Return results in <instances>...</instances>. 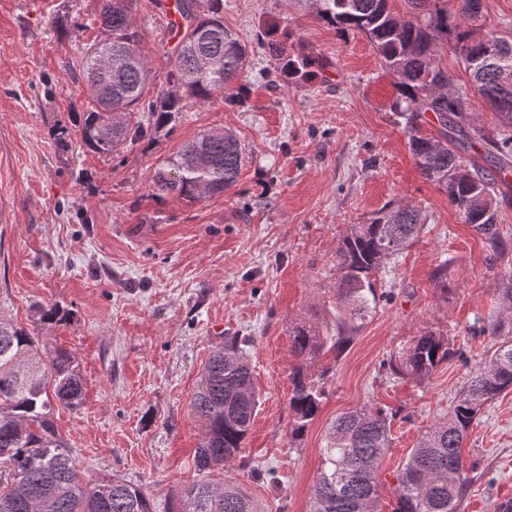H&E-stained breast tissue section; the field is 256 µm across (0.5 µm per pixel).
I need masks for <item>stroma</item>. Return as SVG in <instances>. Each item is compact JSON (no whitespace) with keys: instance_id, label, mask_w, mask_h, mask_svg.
I'll use <instances>...</instances> for the list:
<instances>
[{"instance_id":"1","label":"stroma","mask_w":512,"mask_h":512,"mask_svg":"<svg viewBox=\"0 0 512 512\" xmlns=\"http://www.w3.org/2000/svg\"><path fill=\"white\" fill-rule=\"evenodd\" d=\"M100 0H0V313L75 353L85 384L78 410L55 425L84 481L118 476L155 512H176L196 477L199 425L188 402L212 347L251 337L262 405L227 475L268 512H308L325 431L365 405L392 411L379 508L396 505V474L423 433L487 362L486 328L512 291V247L494 252L425 180L409 134L391 112L393 79L368 40L320 21L310 0H224V24L252 49L245 107L225 94L188 104L171 133L117 156L56 130L87 99L74 77L82 45L100 37ZM135 23L157 80L174 44L157 0H137ZM293 31L304 52L332 61L312 83L276 86L260 46L267 26ZM232 132L246 155L236 185L190 204L152 196L149 176L207 129ZM468 155L494 178L499 226L512 239V154L474 142ZM410 204L426 217L419 240L387 262L389 296L353 341L325 356L326 397L292 438L289 330L325 309L347 225ZM448 262V280L434 271ZM69 322L39 327L41 306ZM429 327L454 353L429 379L399 375L391 358ZM472 485L459 512H493L512 498V391L489 401L463 443ZM279 480L267 482L265 470Z\"/></svg>"}]
</instances>
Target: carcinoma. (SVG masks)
Here are the masks:
<instances>
[{"label": "carcinoma", "mask_w": 512, "mask_h": 512, "mask_svg": "<svg viewBox=\"0 0 512 512\" xmlns=\"http://www.w3.org/2000/svg\"><path fill=\"white\" fill-rule=\"evenodd\" d=\"M136 2L101 0L103 38L81 50L89 106L77 113L75 127L81 145L108 156L152 129L174 127L190 100L206 103L234 86L237 92L228 102L240 106L246 99L249 52L224 26L223 0H207L202 11L199 0H179L183 33L166 52L169 70L158 89L132 16ZM389 2L314 0V5L324 23L369 40L394 79L393 109L410 133L409 148L421 175L446 192L464 223L498 248L496 183L463 153L475 139L500 151L512 148V81L503 78L512 76V35L491 31L485 41L474 36L468 24L483 17V0H455L454 8L449 0H401V13ZM265 36L286 83L310 82L329 66L318 55L288 51L286 31L269 27ZM445 50L462 63L476 93L504 114L502 128L491 132L468 122L470 98L448 92L452 76L437 63ZM428 113L439 128L425 137L420 126ZM244 161L236 137L208 130L167 158L149 177L148 188L158 198L201 202L234 187ZM423 225L421 211L412 205L348 225L336 248L332 307L296 320L290 330L296 359L289 374L293 437L303 434L323 402L329 369L316 371L317 361L341 352L373 318L385 296L378 289L382 268L417 240ZM69 316L57 305L39 310L44 324H61ZM488 332L498 346L448 414L412 449L398 476L393 512H458L472 483L461 453L467 432L484 404L512 390V336L504 334L500 322ZM250 344L244 336H226L202 365L189 401L200 426L194 454L198 478L177 492V512H265L229 477L218 483L210 479L211 471L231 466L243 453L261 405L246 352ZM451 355L443 335L426 327L394 359V370L424 380ZM84 394L72 351L49 347L0 315V512H153L144 491L119 477L88 484L79 478L54 414L59 406L78 409ZM391 443V421L381 408L363 406L336 417L325 435L308 512H378L379 470Z\"/></svg>", "instance_id": "cac0c4a2"}]
</instances>
